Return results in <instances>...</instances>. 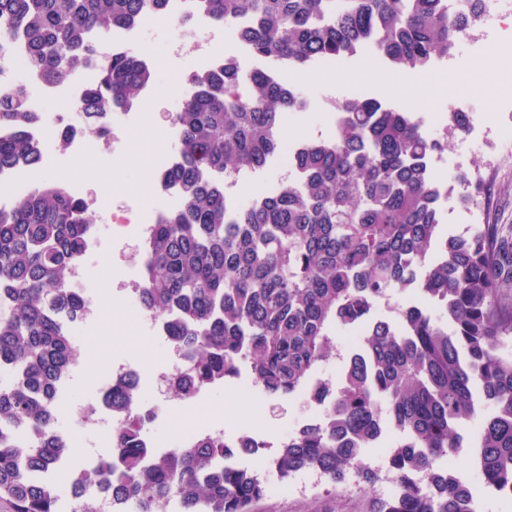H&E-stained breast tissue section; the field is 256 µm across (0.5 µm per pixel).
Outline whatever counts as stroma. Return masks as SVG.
<instances>
[{
	"instance_id": "1",
	"label": "stroma",
	"mask_w": 512,
	"mask_h": 512,
	"mask_svg": "<svg viewBox=\"0 0 512 512\" xmlns=\"http://www.w3.org/2000/svg\"><path fill=\"white\" fill-rule=\"evenodd\" d=\"M173 28L168 18H159L144 29L143 44L153 62L152 89L139 106L143 119L129 127L123 148L106 162L98 153L75 159L71 165L45 171L48 179L72 183L79 176L95 178L100 183L119 182L127 202L149 200L154 176V159L166 151L176 150V130L156 123L155 113L171 111L181 90L178 73L165 54ZM457 55L467 57L466 72L449 68L445 72L428 71L413 82L379 80L386 67L367 54L338 61L335 68H316L311 78L295 80L298 96L308 106L302 118L288 117L286 136L294 141L308 137L313 126L330 132L331 125L320 114L326 89H335L337 96L361 89L389 103L402 107L422 118L445 112L449 105L467 98L481 100L483 138L470 151L460 152L459 140H452L447 157L455 163L454 170L435 169L438 179L449 180L452 171L479 169L485 181V195L479 209L463 210L445 215L444 229L464 234L478 224H499L512 227V24L476 47L465 42ZM121 259L112 250L111 238L101 240V255L89 281L98 297L104 299L100 321L89 347L76 351L80 373L71 382L69 395L74 400L92 396L97 379L106 372L112 359L126 358L136 362L143 376L151 374L163 363V343L149 339L142 328L144 315L139 306L129 302L126 291L118 288ZM295 398L272 400L264 394L252 393L243 379L237 378L224 388L208 391L200 400H174L171 417L158 423L156 434L165 442L176 443L188 430L214 425L232 431L247 429L269 446H277L288 436L300 410ZM478 421L463 424L459 433L463 446L451 458V467L474 490L483 512H512V503L488 493L479 470L470 459V446L478 432ZM272 489L255 502L252 512H367L371 494H383V486L374 492L355 490L342 493L324 477L313 471H301L280 480L268 474Z\"/></svg>"
}]
</instances>
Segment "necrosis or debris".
I'll return each instance as SVG.
<instances>
[{
    "instance_id": "obj_1",
    "label": "necrosis or debris",
    "mask_w": 512,
    "mask_h": 512,
    "mask_svg": "<svg viewBox=\"0 0 512 512\" xmlns=\"http://www.w3.org/2000/svg\"><path fill=\"white\" fill-rule=\"evenodd\" d=\"M194 17L191 28H179L171 37L168 47L170 60L183 66L179 74L184 89H191L192 76L196 71L218 67L222 57L216 56L213 47L218 41H226L227 57L237 64L250 65L251 59L237 30L230 25L217 23L202 17ZM96 69L86 66L68 73L63 80L49 82L40 73L31 69L23 41L10 40L0 44V87L11 89L24 87L29 111L40 113V123L29 127L31 138L46 142L51 134H68V155L51 151L41 154L37 168L18 167L0 172V209H9L17 198L29 191L40 171L66 164L68 159L77 158L90 152L91 146L82 132V99L87 85L94 79ZM153 191L159 202L157 209H134L123 197H116L110 210L101 217L108 224L112 235L124 245L126 255L124 266L127 270L125 286L130 295H137L140 281L135 274L136 256L134 249L139 240L146 237L154 224L158 223L162 210L180 203L181 197L175 185L155 181ZM100 242L97 235H90L87 246L80 258L72 265L68 282L80 291L81 311L78 318L68 321L67 329L74 343L86 345L88 338L101 316V306L93 289L86 283L92 265L99 255ZM137 366L123 359L113 360L107 373L96 387L95 396L68 406L67 426L61 432L65 439L81 437L90 433H109L117 429L122 421L120 410L109 406L106 394L131 376H139Z\"/></svg>"
}]
</instances>
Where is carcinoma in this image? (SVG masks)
<instances>
[{"mask_svg": "<svg viewBox=\"0 0 512 512\" xmlns=\"http://www.w3.org/2000/svg\"><path fill=\"white\" fill-rule=\"evenodd\" d=\"M167 0H0V42L24 41L31 68L50 81L96 64L91 33L165 16ZM212 20L243 22L239 37L261 66L243 72L228 59L193 77L172 120L179 128L175 167L181 205L153 226L140 248L139 303L188 355L171 390L191 399L224 387L245 362L270 397L310 388L336 351L332 333L365 327L362 350L338 384L313 397L330 405L326 427L304 429L271 457L281 479L311 470L333 484L348 478L371 490L379 472L363 463L385 419L402 438L387 448L397 497L375 496L369 512H471L473 493L438 461L457 454L458 428L491 408L476 447L484 483L512 490V238L497 224L467 235L443 231L444 183L430 168L448 135L368 94L336 100L325 137L296 147L295 175L246 206H228L224 173L261 171L275 161L287 114L305 108L283 73L353 58L368 47L393 70L419 74L453 56L483 19V0H198ZM152 67L125 54L97 64L86 92L84 125L104 132L111 111L129 110L152 84ZM21 89L0 94V171L36 166L41 148L27 129L39 122ZM464 113L444 115L460 135ZM91 231L87 203L41 179L0 210V500L13 512H63L47 475L74 449L56 432L50 396L76 357L60 318L79 315L67 282ZM422 305L397 308L398 324L371 317L394 291ZM125 411L111 448L89 471L131 512H250L266 494L253 469L224 468L237 449L205 437L192 448L153 455L149 420L132 385L106 396Z\"/></svg>", "mask_w": 512, "mask_h": 512, "instance_id": "1", "label": "carcinoma"}]
</instances>
